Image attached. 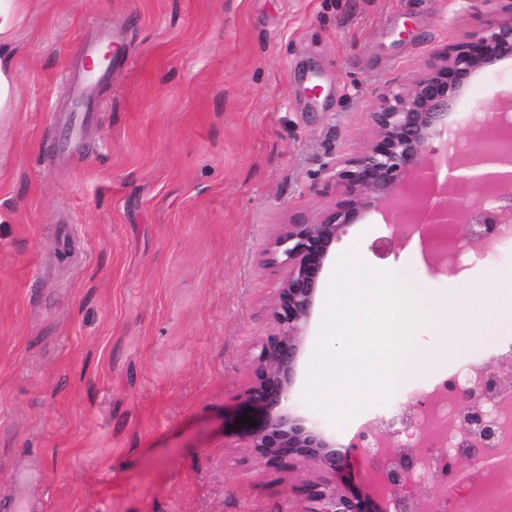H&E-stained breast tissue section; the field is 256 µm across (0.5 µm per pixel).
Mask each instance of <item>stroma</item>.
Masks as SVG:
<instances>
[{
	"label": "stroma",
	"mask_w": 512,
	"mask_h": 512,
	"mask_svg": "<svg viewBox=\"0 0 512 512\" xmlns=\"http://www.w3.org/2000/svg\"><path fill=\"white\" fill-rule=\"evenodd\" d=\"M473 25L467 0H37L17 36V112L0 127V512H286L305 473L236 447L249 349L271 328L284 224L332 209L328 163L365 150L369 114ZM124 63L82 138L57 122L100 30ZM512 92V59L452 108L453 138ZM383 213L332 246L288 407L337 446L462 366L512 349V242L454 267L387 256ZM401 263L476 322L415 330L413 381L343 421L303 392L326 292L347 251Z\"/></svg>",
	"instance_id": "35a3bbf8"
}]
</instances>
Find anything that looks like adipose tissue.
Returning <instances> with one entry per match:
<instances>
[{"label": "adipose tissue", "instance_id": "adipose-tissue-1", "mask_svg": "<svg viewBox=\"0 0 512 512\" xmlns=\"http://www.w3.org/2000/svg\"><path fill=\"white\" fill-rule=\"evenodd\" d=\"M32 0H0V123L18 107V82L13 65L16 34L24 25Z\"/></svg>", "mask_w": 512, "mask_h": 512}]
</instances>
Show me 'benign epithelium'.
Wrapping results in <instances>:
<instances>
[{
  "instance_id": "1",
  "label": "benign epithelium",
  "mask_w": 512,
  "mask_h": 512,
  "mask_svg": "<svg viewBox=\"0 0 512 512\" xmlns=\"http://www.w3.org/2000/svg\"><path fill=\"white\" fill-rule=\"evenodd\" d=\"M487 0H470L477 24L465 41L448 46L435 56L427 72L406 89L389 90L369 113L375 136L359 155L338 158L326 167L328 182L341 200L316 221L298 216L284 225L275 238L268 264L282 270L275 289L272 326L250 347V375L244 402L263 411L261 420L245 424L236 433L239 447L274 472L314 465L321 475L305 480L297 494L301 512H448V494L471 484L476 474L490 468L501 471L498 446L507 434L484 411L481 400L494 402L512 397V376L493 375L481 395L460 387L456 379L443 382L441 392L457 407L455 421L474 435L481 447L460 448L436 459L430 477L435 492L422 499L415 495L418 481L411 475L424 460L434 438L423 437L409 451L396 438L412 439L419 425L410 414L383 417L362 428L348 445L336 450L335 441L288 409L301 341L310 322L319 281L333 244L347 227L365 214L381 211L393 229L390 236L373 241L371 250L382 255L411 234L425 235L438 226H451L471 245L490 247L500 226L512 223V201L487 207L491 192L512 188V172L493 176H465L472 160L439 154L434 141L448 129L455 102L469 93L473 78L512 57V0L507 14L488 16L481 6ZM476 188L478 194L464 203L451 200L457 190ZM378 445L385 465L376 487L353 492L344 477L352 454ZM472 469L466 473L462 460Z\"/></svg>"
}]
</instances>
